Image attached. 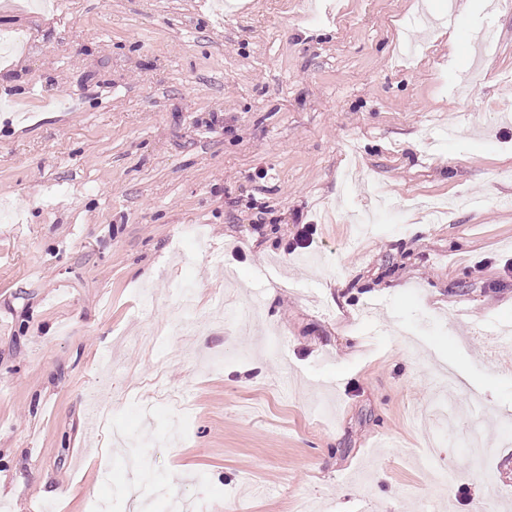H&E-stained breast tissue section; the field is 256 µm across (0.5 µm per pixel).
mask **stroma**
<instances>
[{
	"instance_id": "1",
	"label": "stroma",
	"mask_w": 512,
	"mask_h": 512,
	"mask_svg": "<svg viewBox=\"0 0 512 512\" xmlns=\"http://www.w3.org/2000/svg\"><path fill=\"white\" fill-rule=\"evenodd\" d=\"M457 13L0 0V512H512V0Z\"/></svg>"
}]
</instances>
